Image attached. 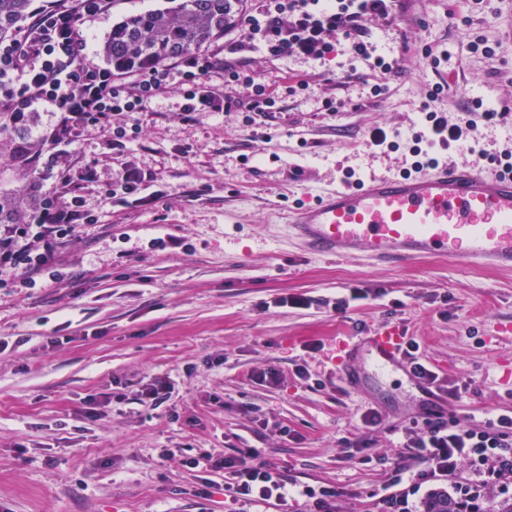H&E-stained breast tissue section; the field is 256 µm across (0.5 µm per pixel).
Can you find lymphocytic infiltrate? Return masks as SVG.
<instances>
[{
    "label": "lymphocytic infiltrate",
    "instance_id": "f902f5d3",
    "mask_svg": "<svg viewBox=\"0 0 512 512\" xmlns=\"http://www.w3.org/2000/svg\"><path fill=\"white\" fill-rule=\"evenodd\" d=\"M395 0H265L248 15L241 39L224 44L223 53L189 51L146 70L116 73L91 58L86 33L90 18L104 14L110 0H47L21 35L0 42V112H47L46 171L54 175L53 200L32 224H14L0 232V281L18 288H39L57 280V250L79 240L84 226L98 218L87 202L99 180L98 160L78 161L74 146L82 133L99 135L107 150H122L128 138L123 118L163 92L172 76L185 86L183 112L225 109L224 88L245 84L249 112L275 109L277 96L260 77L226 67L224 54L261 47L274 58L303 55L320 59L344 39L349 55L381 74L397 63L376 56L369 22L394 13ZM401 464L377 493L378 512H417L419 501L439 496L449 484L453 512H491L490 488L512 486V415L502 414L481 427L437 422L429 429H405ZM418 461V469L407 466ZM189 468L224 474V494L233 503H294V512H336L338 490L297 485L258 449L237 454L205 449L185 455Z\"/></svg>",
    "mask_w": 512,
    "mask_h": 512
}]
</instances>
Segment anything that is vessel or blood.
<instances>
[{"instance_id":"1","label":"vessel or blood","mask_w":512,"mask_h":512,"mask_svg":"<svg viewBox=\"0 0 512 512\" xmlns=\"http://www.w3.org/2000/svg\"><path fill=\"white\" fill-rule=\"evenodd\" d=\"M288 231L317 256L348 252L382 264L431 255L512 270V175L488 176L450 165L430 175H401L327 193L300 209ZM404 338L392 326L342 342L366 350L380 371L404 369Z\"/></svg>"}]
</instances>
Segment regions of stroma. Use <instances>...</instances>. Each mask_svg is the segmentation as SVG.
<instances>
[{
	"label": "stroma",
	"mask_w": 512,
	"mask_h": 512,
	"mask_svg": "<svg viewBox=\"0 0 512 512\" xmlns=\"http://www.w3.org/2000/svg\"><path fill=\"white\" fill-rule=\"evenodd\" d=\"M165 5L111 0L88 36L100 44L123 16ZM370 34L396 72L354 64L341 47L321 60L253 48L224 60L275 84L277 110L189 120L174 79L129 113L138 132L122 151L80 137L77 157L100 161L97 223L58 250L63 280L0 285V512H230L223 474L205 484L180 457L160 459L184 445L258 449L290 480L339 490L338 512H375L401 430L425 429L430 406L406 374L368 372L355 388L341 374L339 340L384 323L436 373L445 421L512 412V273L439 256L322 257L287 236L322 191L412 172L414 148L449 165L512 145V112L445 147L423 111L453 123L473 100L512 102V0L465 19L448 0H397L394 20H372ZM476 38L495 55L470 54ZM433 45L448 51L436 67ZM300 79L307 90L290 95ZM436 84L445 91L432 101ZM376 129L383 145L369 141ZM127 165L151 176L144 202H104ZM56 334L66 344L50 346ZM271 368L275 386L256 378ZM157 376L170 378V399L141 403ZM89 395L106 399L95 421L82 414ZM371 409L380 424L363 422ZM366 439L369 464L351 456Z\"/></svg>",
	"instance_id": "stroma-1"
}]
</instances>
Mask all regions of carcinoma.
<instances>
[{
    "mask_svg": "<svg viewBox=\"0 0 512 512\" xmlns=\"http://www.w3.org/2000/svg\"><path fill=\"white\" fill-rule=\"evenodd\" d=\"M243 0H181L132 13L112 25L97 53L116 73L141 70L200 49L238 20ZM33 0H0V41L14 39ZM39 112H0V225L32 224L48 203L38 156Z\"/></svg>",
    "mask_w": 512,
    "mask_h": 512,
    "instance_id": "carcinoma-1",
    "label": "carcinoma"
}]
</instances>
